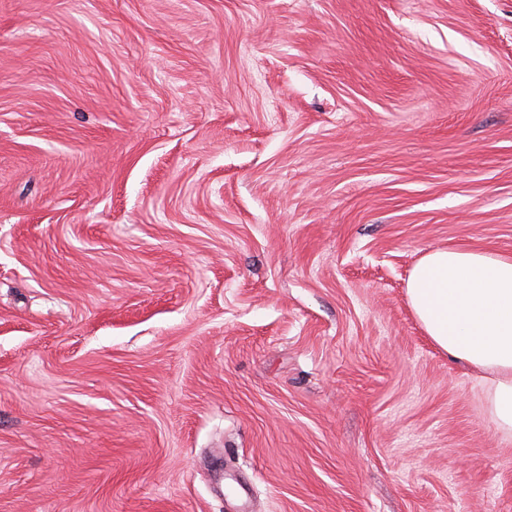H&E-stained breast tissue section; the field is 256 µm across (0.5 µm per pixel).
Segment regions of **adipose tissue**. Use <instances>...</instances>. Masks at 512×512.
Masks as SVG:
<instances>
[{"label":"adipose tissue","mask_w":512,"mask_h":512,"mask_svg":"<svg viewBox=\"0 0 512 512\" xmlns=\"http://www.w3.org/2000/svg\"><path fill=\"white\" fill-rule=\"evenodd\" d=\"M407 297L433 343L481 372L491 417L512 433V258L430 251L413 268Z\"/></svg>","instance_id":"1"}]
</instances>
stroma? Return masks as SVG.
Segmentation results:
<instances>
[{"instance_id": "1", "label": "stroma", "mask_w": 512, "mask_h": 512, "mask_svg": "<svg viewBox=\"0 0 512 512\" xmlns=\"http://www.w3.org/2000/svg\"><path fill=\"white\" fill-rule=\"evenodd\" d=\"M512 256V0H0V512H512L427 336Z\"/></svg>"}]
</instances>
